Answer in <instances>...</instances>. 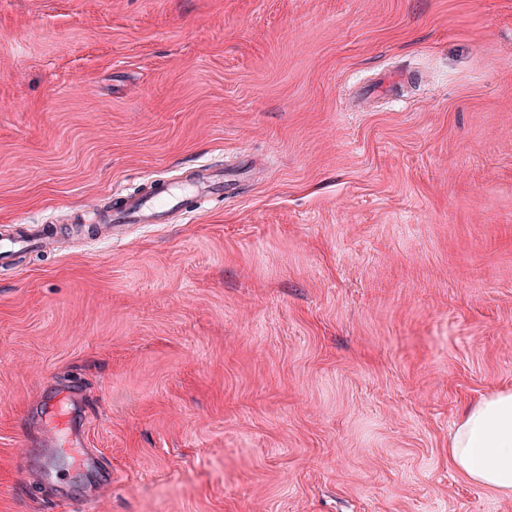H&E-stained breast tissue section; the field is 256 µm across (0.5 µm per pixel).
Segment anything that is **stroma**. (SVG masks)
<instances>
[{"instance_id": "35a3bbf8", "label": "stroma", "mask_w": 512, "mask_h": 512, "mask_svg": "<svg viewBox=\"0 0 512 512\" xmlns=\"http://www.w3.org/2000/svg\"><path fill=\"white\" fill-rule=\"evenodd\" d=\"M199 164L234 194L74 231ZM17 221L0 512H512L448 458L512 387V0H0ZM46 235L47 230L44 228L34 236L23 232L16 237L2 239L0 242V252L2 258H7L13 253L22 251L23 249L29 247L34 240L45 238ZM61 438L71 448H84V431L78 411L66 413Z\"/></svg>"}]
</instances>
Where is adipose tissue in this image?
Returning a JSON list of instances; mask_svg holds the SVG:
<instances>
[{
  "instance_id": "obj_1",
  "label": "adipose tissue",
  "mask_w": 512,
  "mask_h": 512,
  "mask_svg": "<svg viewBox=\"0 0 512 512\" xmlns=\"http://www.w3.org/2000/svg\"><path fill=\"white\" fill-rule=\"evenodd\" d=\"M448 457L469 481L512 494V389L463 409L448 441Z\"/></svg>"
}]
</instances>
